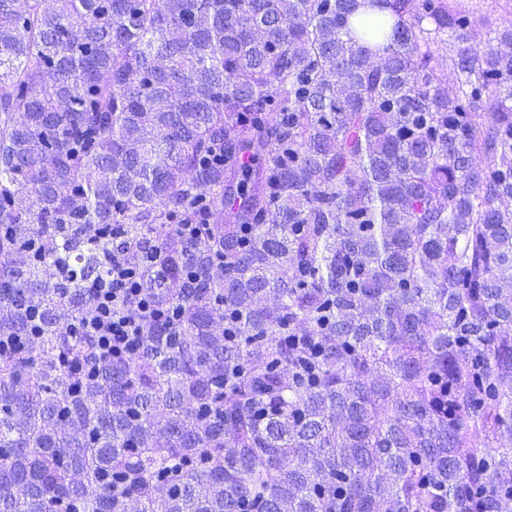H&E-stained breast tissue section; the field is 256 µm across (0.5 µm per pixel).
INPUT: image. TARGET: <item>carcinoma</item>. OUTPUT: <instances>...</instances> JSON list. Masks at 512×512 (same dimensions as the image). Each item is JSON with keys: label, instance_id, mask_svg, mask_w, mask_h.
Segmentation results:
<instances>
[{"label": "carcinoma", "instance_id": "1", "mask_svg": "<svg viewBox=\"0 0 512 512\" xmlns=\"http://www.w3.org/2000/svg\"><path fill=\"white\" fill-rule=\"evenodd\" d=\"M381 2L0 0V512H501L512 30ZM92 224L179 320L78 382ZM462 47V44L456 42L453 37L449 34L447 36L446 33L441 36V40L439 39L438 45L436 47L435 59L441 65L448 67V80L453 78L452 74V59L456 57L459 49Z\"/></svg>", "mask_w": 512, "mask_h": 512}]
</instances>
